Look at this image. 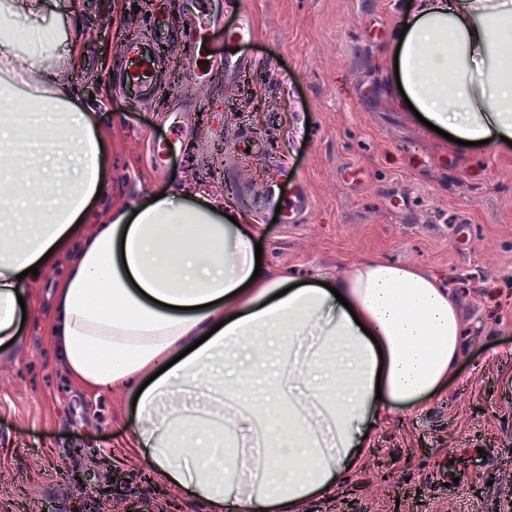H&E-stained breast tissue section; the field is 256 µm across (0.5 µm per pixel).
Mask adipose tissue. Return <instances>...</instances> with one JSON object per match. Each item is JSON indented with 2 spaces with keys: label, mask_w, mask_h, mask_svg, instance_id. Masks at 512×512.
<instances>
[{
  "label": "adipose tissue",
  "mask_w": 512,
  "mask_h": 512,
  "mask_svg": "<svg viewBox=\"0 0 512 512\" xmlns=\"http://www.w3.org/2000/svg\"><path fill=\"white\" fill-rule=\"evenodd\" d=\"M410 2L407 98L456 138V155L503 147L512 0ZM67 13V0H0V346L20 337L19 301L39 282L30 267L70 257L53 330L83 388L138 390L137 458L212 512H298L362 461L374 427L442 391L463 353L458 304L437 277L378 257L294 286L257 268L246 225L176 188L88 230L107 103L57 65L79 64V43L42 22Z\"/></svg>",
  "instance_id": "ef3b65f1"
}]
</instances>
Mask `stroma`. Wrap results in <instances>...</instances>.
Listing matches in <instances>:
<instances>
[{
    "label": "stroma",
    "instance_id": "obj_1",
    "mask_svg": "<svg viewBox=\"0 0 512 512\" xmlns=\"http://www.w3.org/2000/svg\"><path fill=\"white\" fill-rule=\"evenodd\" d=\"M253 65L210 82L164 76V98L125 94L117 68L151 16L182 20V0H138L114 22L112 0H70L81 66L62 70L83 94H107L105 190L96 207L173 184L232 190L234 209L265 191L311 206L297 222L267 209L261 261L288 275L344 272L380 256L442 276L464 324V355L443 394L381 427L375 447L335 496L301 512H512V148L453 154L442 135L400 108L389 48L403 0H248ZM198 105L189 134L167 99ZM36 285L18 345L0 358V512H210L166 490L123 449L133 410L72 379L48 330L51 285ZM113 485L109 495L91 484Z\"/></svg>",
    "mask_w": 512,
    "mask_h": 512
}]
</instances>
